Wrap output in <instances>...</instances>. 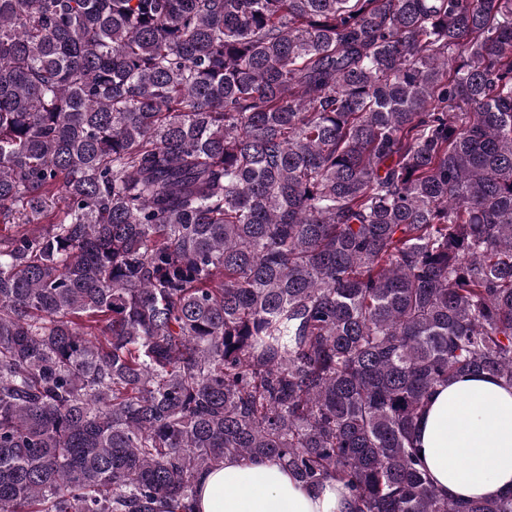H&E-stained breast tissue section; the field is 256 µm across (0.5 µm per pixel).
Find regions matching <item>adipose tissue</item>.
Segmentation results:
<instances>
[{
	"instance_id": "obj_1",
	"label": "adipose tissue",
	"mask_w": 512,
	"mask_h": 512,
	"mask_svg": "<svg viewBox=\"0 0 512 512\" xmlns=\"http://www.w3.org/2000/svg\"><path fill=\"white\" fill-rule=\"evenodd\" d=\"M417 439L444 496L491 499L512 489V388L467 376L429 398ZM199 512H349L339 485L311 488L269 460L228 457L201 473Z\"/></svg>"
}]
</instances>
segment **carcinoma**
I'll return each instance as SVG.
<instances>
[{
    "instance_id": "1",
    "label": "carcinoma",
    "mask_w": 512,
    "mask_h": 512,
    "mask_svg": "<svg viewBox=\"0 0 512 512\" xmlns=\"http://www.w3.org/2000/svg\"><path fill=\"white\" fill-rule=\"evenodd\" d=\"M512 387V0H0V512H198L226 457L350 512Z\"/></svg>"
}]
</instances>
